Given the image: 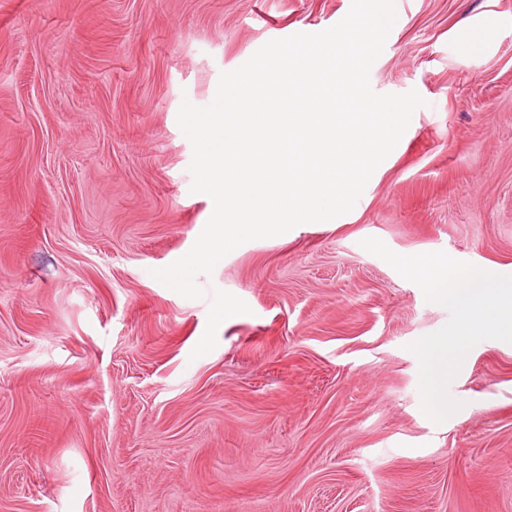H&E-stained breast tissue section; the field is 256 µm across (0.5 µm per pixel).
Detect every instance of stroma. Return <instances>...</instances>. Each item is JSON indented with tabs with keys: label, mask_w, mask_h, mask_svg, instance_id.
Returning <instances> with one entry per match:
<instances>
[{
	"label": "stroma",
	"mask_w": 512,
	"mask_h": 512,
	"mask_svg": "<svg viewBox=\"0 0 512 512\" xmlns=\"http://www.w3.org/2000/svg\"><path fill=\"white\" fill-rule=\"evenodd\" d=\"M351 0H0V512H512V344L421 411L442 306L360 245L512 275V0H396L418 108L354 208L157 281L211 200L182 101ZM489 28L477 51L464 33Z\"/></svg>",
	"instance_id": "obj_1"
}]
</instances>
